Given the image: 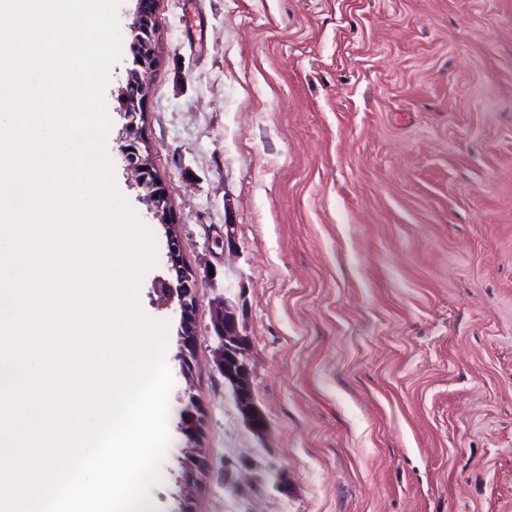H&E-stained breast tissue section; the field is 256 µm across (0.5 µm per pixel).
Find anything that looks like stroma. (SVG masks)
<instances>
[{
    "instance_id": "obj_1",
    "label": "stroma",
    "mask_w": 512,
    "mask_h": 512,
    "mask_svg": "<svg viewBox=\"0 0 512 512\" xmlns=\"http://www.w3.org/2000/svg\"><path fill=\"white\" fill-rule=\"evenodd\" d=\"M136 6L106 144L155 240L140 306L174 374L156 512H512V0H156L137 138L199 280L189 383L167 237L119 138ZM225 300L260 435L216 367ZM192 396L207 466L186 502Z\"/></svg>"
}]
</instances>
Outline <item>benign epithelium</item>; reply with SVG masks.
<instances>
[{
  "instance_id": "obj_1",
  "label": "benign epithelium",
  "mask_w": 512,
  "mask_h": 512,
  "mask_svg": "<svg viewBox=\"0 0 512 512\" xmlns=\"http://www.w3.org/2000/svg\"><path fill=\"white\" fill-rule=\"evenodd\" d=\"M155 0H138L137 18L133 26V42H152V16ZM136 69L129 73H138L137 80H128L127 91L122 99V109L127 119L125 130L131 132L137 127L139 116L142 112V97L148 85L152 63L141 58L133 59ZM127 167L130 172L145 170L151 173L149 160L143 157L135 144L124 146ZM168 258L171 262V270L175 272L176 284L165 283L164 292L178 301L180 311V325L186 326L195 322L197 305L190 303L196 297L198 282L193 270L187 266L181 254V241L174 231L167 235ZM212 327L214 337L218 341L217 366L224 376V380L234 390L238 403L242 408L247 423L252 431L260 434L265 429L262 416L256 414L253 394L249 383V365L247 362V343L241 334L236 310L233 304L224 302L216 309ZM180 369L185 380H190L188 369L189 359L193 357L197 348V336L194 333L181 334ZM187 410L182 415L178 429L185 439V447L182 448L183 457L179 462L184 467L183 493L190 497L195 482V474L205 467V460L200 455L199 449V422L197 412Z\"/></svg>"
}]
</instances>
